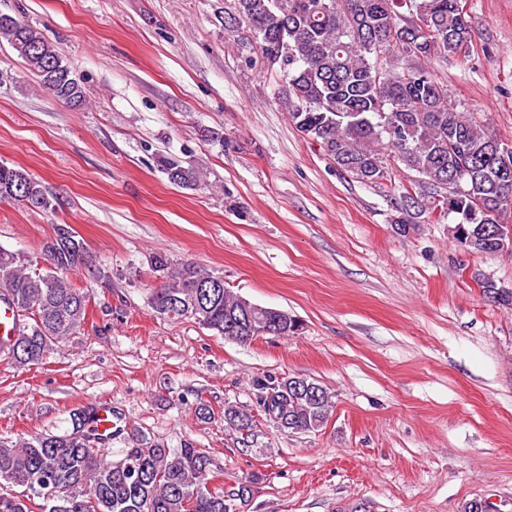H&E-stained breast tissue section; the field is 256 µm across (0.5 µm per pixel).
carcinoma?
I'll return each mask as SVG.
<instances>
[{
	"label": "carcinoma",
	"instance_id": "obj_1",
	"mask_svg": "<svg viewBox=\"0 0 512 512\" xmlns=\"http://www.w3.org/2000/svg\"><path fill=\"white\" fill-rule=\"evenodd\" d=\"M225 15L239 18L250 34L252 63L257 57L283 81L280 97L290 122L314 140L336 168L364 184L381 186L398 169L409 177L404 192L418 203L395 209L392 223L400 234L417 228L418 219L439 213L454 216L449 232L460 250L490 255L495 228L512 227V177L497 152L501 141L465 106L448 96L439 71L455 45L468 46L470 29L462 0H232ZM16 52L54 99L70 107L84 104L83 87L66 59L33 25L0 13V41ZM412 53L419 67H402ZM170 183L194 190L198 169L164 158ZM0 202H18L33 210L55 209L42 182L27 171L0 164ZM47 264L0 248V298L17 313L13 340L0 351L22 366L38 365L76 331L87 317L86 296L67 278L83 269L99 278L83 238L69 232L56 245L44 243ZM163 285L149 298L151 309L170 320L192 318L224 335V319L240 297L227 288L205 297L200 286L220 273L193 263L153 257ZM484 297L512 310V290L480 281ZM297 377L258 378L257 404L265 419L281 430L311 432L322 428L332 411V395L312 381L318 396L299 395ZM93 407L72 411V430L37 434L20 441L0 439V512H227L224 484L210 492L206 483L219 477L210 456L199 448H167L132 431L123 454L137 456L140 476L117 469L100 447ZM224 421L247 440L257 419L249 409L224 405ZM258 477L233 481L241 512L254 499Z\"/></svg>",
	"mask_w": 512,
	"mask_h": 512
}]
</instances>
